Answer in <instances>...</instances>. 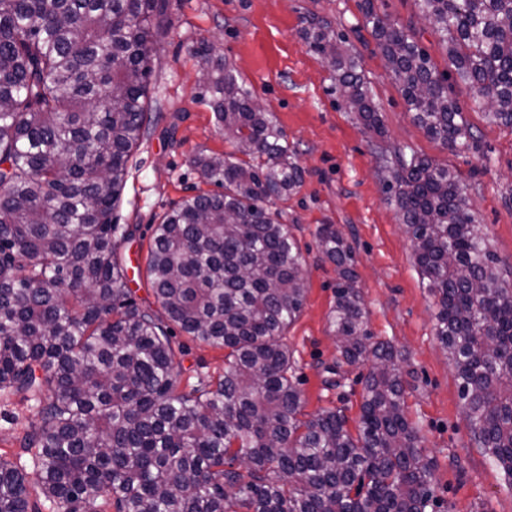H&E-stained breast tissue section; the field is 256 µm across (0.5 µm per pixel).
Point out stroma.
Here are the masks:
<instances>
[{
  "label": "stroma",
  "instance_id": "obj_1",
  "mask_svg": "<svg viewBox=\"0 0 512 512\" xmlns=\"http://www.w3.org/2000/svg\"><path fill=\"white\" fill-rule=\"evenodd\" d=\"M362 0H169L171 22L154 62L150 96L154 122L134 153L119 223L133 229L118 252L127 286L141 306H155L146 275L153 224L182 197L205 189L192 163L201 153L231 151L218 129L200 82L197 50L229 63L253 100L275 117L304 171L297 193L283 202V223L305 260L306 297L285 341L296 361L303 411L342 410L355 429L370 363L340 365L329 314L335 302L336 268L319 253L316 232L333 224L352 245L357 286L367 326L375 339L405 355V412L433 465L432 489L439 512H512V490L492 460L474 448L453 365L434 331L435 299L421 283L412 243L376 171L373 145L379 137L347 111L331 73L309 51L302 31L310 19H325L345 34L356 53L373 99L383 115L386 143L448 163L468 187L477 222L512 282V128L488 124L468 88L456 95L474 129L477 147L454 154L429 139L407 103L360 10ZM390 22L410 28L439 71L448 59L439 37L424 22L416 0H375ZM175 342L181 380L196 383L224 371V349L183 333ZM339 367L341 382L326 386ZM35 412L16 396L0 394V457L27 465L22 439Z\"/></svg>",
  "mask_w": 512,
  "mask_h": 512
}]
</instances>
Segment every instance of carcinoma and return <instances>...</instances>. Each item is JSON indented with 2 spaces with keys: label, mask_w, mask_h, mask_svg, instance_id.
I'll list each match as a JSON object with an SVG mask.
<instances>
[{
  "label": "carcinoma",
  "mask_w": 512,
  "mask_h": 512,
  "mask_svg": "<svg viewBox=\"0 0 512 512\" xmlns=\"http://www.w3.org/2000/svg\"><path fill=\"white\" fill-rule=\"evenodd\" d=\"M361 4L414 121L451 153L475 134L448 77L407 29ZM485 116L512 127V0H418ZM168 0H0V392L32 404L22 448L0 457V512H436L432 465L403 402L401 363L372 341L354 251L317 234L336 266L330 324L343 363L371 361L358 434L302 413L283 342L302 311L303 257L267 204L303 183L296 153L228 63L204 60L233 151L193 164L217 187L154 226L146 273L160 311L136 303L114 211L148 134L153 61ZM345 107L384 122L332 22L303 31ZM389 200L436 299L471 441L512 487V286L481 234L459 173L374 144ZM228 350L216 381L180 388L170 324Z\"/></svg>",
  "instance_id": "obj_1"
}]
</instances>
